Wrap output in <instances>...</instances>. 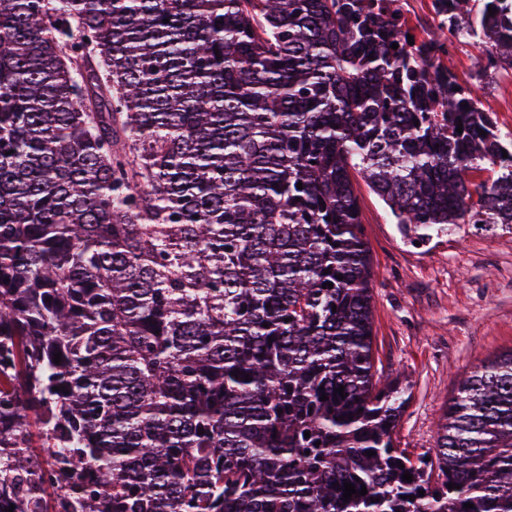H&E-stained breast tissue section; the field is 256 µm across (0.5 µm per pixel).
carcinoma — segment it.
<instances>
[{"label": "carcinoma", "mask_w": 512, "mask_h": 512, "mask_svg": "<svg viewBox=\"0 0 512 512\" xmlns=\"http://www.w3.org/2000/svg\"><path fill=\"white\" fill-rule=\"evenodd\" d=\"M448 2L480 69H512L488 12L512 0L475 25ZM396 13L0 0V503L512 512V353L448 401L429 459L376 377L357 179L411 244L512 230V141Z\"/></svg>", "instance_id": "1"}]
</instances>
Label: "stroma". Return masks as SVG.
Masks as SVG:
<instances>
[{
  "label": "stroma",
  "instance_id": "1",
  "mask_svg": "<svg viewBox=\"0 0 512 512\" xmlns=\"http://www.w3.org/2000/svg\"><path fill=\"white\" fill-rule=\"evenodd\" d=\"M480 50L468 38L446 66L512 138V74L482 73ZM357 190L373 272L375 367L382 380L410 388L399 447L431 456L443 409L463 380L512 352V231L462 224L415 246L365 183Z\"/></svg>",
  "mask_w": 512,
  "mask_h": 512
}]
</instances>
